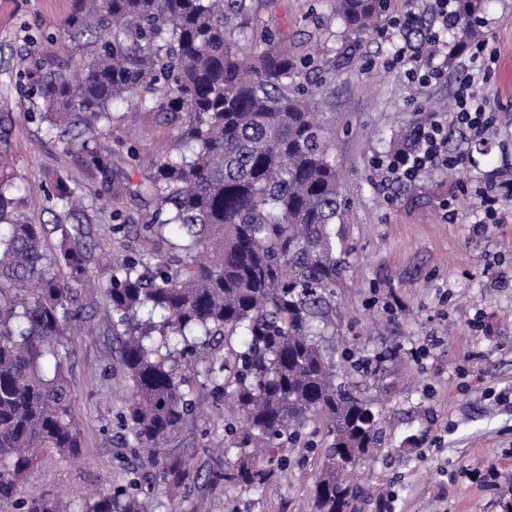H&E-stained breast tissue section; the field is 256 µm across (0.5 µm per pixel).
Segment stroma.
<instances>
[{
  "label": "stroma",
  "mask_w": 512,
  "mask_h": 512,
  "mask_svg": "<svg viewBox=\"0 0 512 512\" xmlns=\"http://www.w3.org/2000/svg\"><path fill=\"white\" fill-rule=\"evenodd\" d=\"M72 0H0V152L21 188L26 215L53 219L44 198L50 176L70 170L67 146L45 139L27 122L18 85L23 58L52 48L50 37ZM317 0H274L263 17L287 33L297 50L318 42L333 56L344 39L318 38ZM405 0H389L388 17ZM386 21L356 42L350 59L320 83L307 71L298 83L321 93L335 113L332 156L347 197L342 231L351 248L349 272L336 296V334L325 347L352 351L344 379L380 409L382 445L352 476L367 489L358 512H512V201L499 224L481 223L476 188L512 177V0H489L481 29L494 61L437 55L444 79L420 88L390 65L400 40ZM493 114L476 135L448 127V149L465 161L459 178L433 169L416 182L387 180L378 158L399 148L402 127L431 118L454 97L463 65ZM72 343V408L79 421L83 460L52 458L32 475L31 489L65 493L122 482L131 457L117 414L126 381L117 363L110 312L98 297L92 317L68 325ZM224 440V415L205 410L169 444L206 472L211 449ZM323 448H294L288 477L241 496L239 512H312L311 488ZM156 512H224V494L205 482L175 500L159 493Z\"/></svg>",
  "instance_id": "35a3bbf8"
}]
</instances>
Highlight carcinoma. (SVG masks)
Listing matches in <instances>:
<instances>
[{
    "mask_svg": "<svg viewBox=\"0 0 512 512\" xmlns=\"http://www.w3.org/2000/svg\"><path fill=\"white\" fill-rule=\"evenodd\" d=\"M274 0H73L55 41L18 81L41 100L28 120L68 140L73 166L109 210L120 253L102 284L91 277L92 222L80 186L58 176L47 194L62 217L36 224L0 160V512H155V485L188 490L189 461L166 452L195 422L207 390L231 403L230 440L206 482L235 499L288 469L312 418L326 425L314 512H356L344 473L381 443L379 410L339 381L324 348L336 335V288L349 265L336 225L345 196L330 158V120L291 87L311 59L267 27ZM325 26L355 39L373 31L383 0H325ZM484 0H456L452 38L480 36ZM173 135L144 159L139 145L100 138L112 103ZM134 202L137 210L128 208ZM128 397L119 415L143 485L125 481L75 510L28 490L47 459H74L82 439L71 408L68 323L98 294Z\"/></svg>",
    "mask_w": 512,
    "mask_h": 512,
    "instance_id": "obj_1",
    "label": "carcinoma"
}]
</instances>
